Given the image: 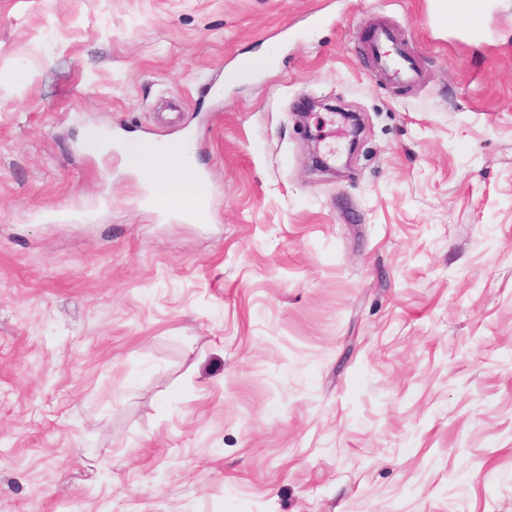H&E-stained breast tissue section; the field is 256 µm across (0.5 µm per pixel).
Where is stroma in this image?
<instances>
[{
	"mask_svg": "<svg viewBox=\"0 0 512 512\" xmlns=\"http://www.w3.org/2000/svg\"><path fill=\"white\" fill-rule=\"evenodd\" d=\"M431 5L0 0V512H512V0ZM457 17L456 28L468 40L481 41L485 30L478 22L484 0H452ZM370 49L376 64L394 80L403 84H414L421 79V72L400 47L399 40L391 29H375ZM126 161L147 156L155 160L154 167L143 171L145 182L167 190L170 186L178 189V195H207V186L198 185L196 172L186 167L183 161L184 145L176 141L138 140L125 145L121 150Z\"/></svg>",
	"mask_w": 512,
	"mask_h": 512,
	"instance_id": "1",
	"label": "stroma"
}]
</instances>
